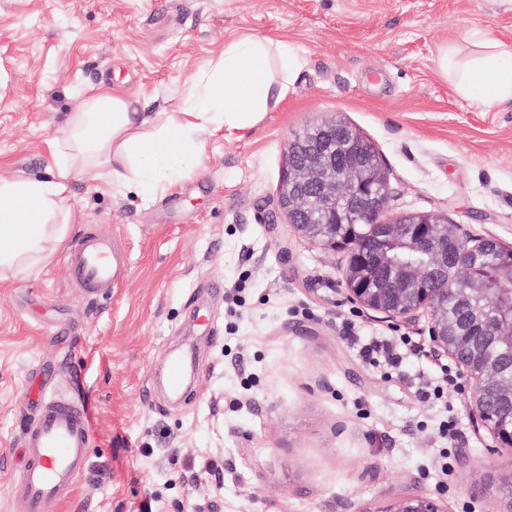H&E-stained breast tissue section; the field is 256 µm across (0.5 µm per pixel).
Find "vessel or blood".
Returning a JSON list of instances; mask_svg holds the SVG:
<instances>
[{"mask_svg":"<svg viewBox=\"0 0 512 512\" xmlns=\"http://www.w3.org/2000/svg\"><path fill=\"white\" fill-rule=\"evenodd\" d=\"M69 266L73 286L94 295L126 281L131 262L118 237L91 230L75 242ZM25 399L35 418L23 438L19 475L8 496L23 512H48L70 494L86 465L90 418L80 399L50 395L34 384Z\"/></svg>","mask_w":512,"mask_h":512,"instance_id":"b4317fda","label":"vessel or blood"}]
</instances>
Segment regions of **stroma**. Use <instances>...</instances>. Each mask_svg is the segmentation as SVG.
Returning a JSON list of instances; mask_svg holds the SVG:
<instances>
[{
    "label": "stroma",
    "mask_w": 512,
    "mask_h": 512,
    "mask_svg": "<svg viewBox=\"0 0 512 512\" xmlns=\"http://www.w3.org/2000/svg\"><path fill=\"white\" fill-rule=\"evenodd\" d=\"M472 29L512 55V0H0V180L46 175L91 88L160 123L242 35L299 57L278 105L206 136L175 188L148 199L86 168L64 240L0 268V512H17L6 491L39 369L92 430L71 499L49 512H382L406 495L502 512L512 450L474 426L469 390L426 401L425 362L388 373L359 353L361 338L427 332L356 307L339 254L277 207L289 138L339 118L383 160L387 220L440 213L512 247V107L456 95L436 64ZM88 230L119 234L132 258L91 299L68 264ZM187 349L173 397L161 378ZM447 417L461 444L445 461Z\"/></svg>",
    "instance_id": "1"
}]
</instances>
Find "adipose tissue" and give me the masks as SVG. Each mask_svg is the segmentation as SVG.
Returning <instances> with one entry per match:
<instances>
[{
  "label": "adipose tissue",
  "mask_w": 512,
  "mask_h": 512,
  "mask_svg": "<svg viewBox=\"0 0 512 512\" xmlns=\"http://www.w3.org/2000/svg\"><path fill=\"white\" fill-rule=\"evenodd\" d=\"M466 61L451 45L437 64L461 97L486 106H512V65L487 34H473ZM291 74L297 64L293 47L283 41L241 37L224 48L223 57L205 73L196 90L178 108V116L161 127L121 95L99 87L88 112L63 128L71 153L49 178L0 180V265L13 263L39 248L49 218L64 212L75 223L74 210L64 207L68 182L85 161L101 169L107 183L132 184L150 197L176 183L196 156L205 134L217 127H254L276 96L269 77L271 64Z\"/></svg>",
  "instance_id": "adipose-tissue-1"
}]
</instances>
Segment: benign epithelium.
Instances as JSON below:
<instances>
[{"label":"benign epithelium","mask_w":512,"mask_h":512,"mask_svg":"<svg viewBox=\"0 0 512 512\" xmlns=\"http://www.w3.org/2000/svg\"><path fill=\"white\" fill-rule=\"evenodd\" d=\"M389 186L379 153L363 145L353 128L330 120L293 136L288 143V164L281 177L278 205L298 236L336 250V225L348 222L375 224L390 242L427 260L403 263L397 286L370 288V275L357 265L346 274L349 297L367 309L407 324L428 320L434 348L451 356L471 381L469 409L473 421L488 428L497 443L512 449V376H504L495 347L512 351V309L491 332L478 328L479 340L456 331L448 320V303L488 298L485 284L470 279L464 263L470 238L448 216L407 213L384 220ZM457 260L458 288L448 287V254ZM383 512H444L427 496L401 497Z\"/></svg>","instance_id":"benign-epithelium-1"}]
</instances>
